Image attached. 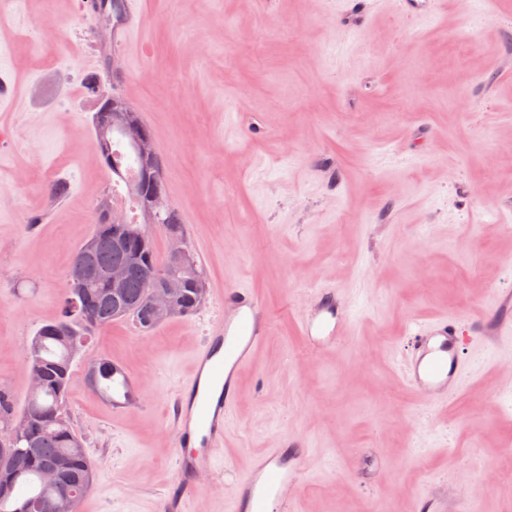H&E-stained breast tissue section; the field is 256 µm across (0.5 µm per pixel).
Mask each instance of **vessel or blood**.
Masks as SVG:
<instances>
[{
  "instance_id": "obj_1",
  "label": "vessel or blood",
  "mask_w": 512,
  "mask_h": 512,
  "mask_svg": "<svg viewBox=\"0 0 512 512\" xmlns=\"http://www.w3.org/2000/svg\"><path fill=\"white\" fill-rule=\"evenodd\" d=\"M376 9L377 0H347L338 19L364 25ZM140 10L139 0H128L127 20L115 40L126 44L133 40ZM510 305L512 296L499 293L492 304L500 312L498 318L446 314L419 326L412 337V352L402 366L405 383L427 405L446 404L467 377L465 347L512 334V318L501 313ZM345 325V307L329 290L317 294L302 318L305 336L318 348L334 346ZM270 328L271 315L254 290L242 286L225 290L224 314L211 324L175 400L177 479L168 512H181L184 489L196 486L200 473L211 467L216 449L223 447L225 428L238 399L239 375L252 363ZM140 393L139 382L124 375L112 385L113 409L121 412L138 405ZM306 458V449L292 439L256 454L231 487L232 512H294L289 491L299 484ZM448 509L447 497L434 491L417 495L413 503V512Z\"/></svg>"
}]
</instances>
